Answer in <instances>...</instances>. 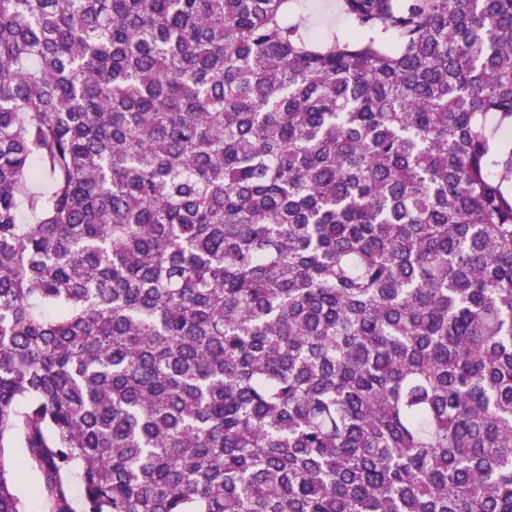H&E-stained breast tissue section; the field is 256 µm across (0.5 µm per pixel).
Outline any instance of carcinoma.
Masks as SVG:
<instances>
[{"mask_svg":"<svg viewBox=\"0 0 512 512\" xmlns=\"http://www.w3.org/2000/svg\"><path fill=\"white\" fill-rule=\"evenodd\" d=\"M297 2L0 0V512H512V0ZM308 20L316 26H332L340 34H346L349 22L341 8L340 0H300ZM40 484V474L36 467H29L18 482V491L26 502L30 512H49L51 503L44 497L34 495V490Z\"/></svg>","mask_w":512,"mask_h":512,"instance_id":"carcinoma-1","label":"carcinoma"}]
</instances>
